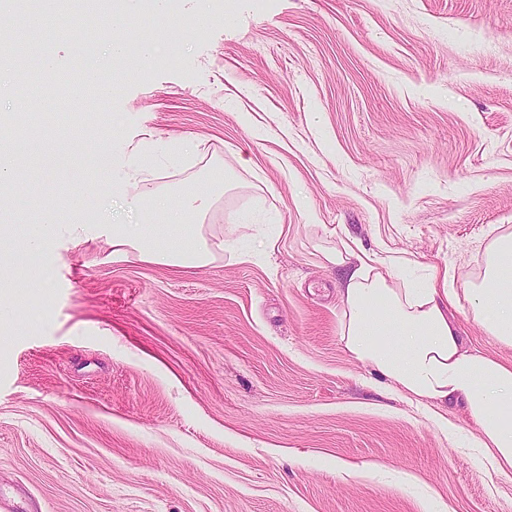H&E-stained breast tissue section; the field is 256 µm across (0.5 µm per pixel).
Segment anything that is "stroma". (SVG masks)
Returning a JSON list of instances; mask_svg holds the SVG:
<instances>
[{
  "label": "stroma",
  "instance_id": "1",
  "mask_svg": "<svg viewBox=\"0 0 512 512\" xmlns=\"http://www.w3.org/2000/svg\"><path fill=\"white\" fill-rule=\"evenodd\" d=\"M51 3L0 18L26 43L0 64V115L29 137L0 222L23 239L69 192L93 228L17 258L0 496L27 512H512V472L467 449L463 409L413 402L345 350L347 269L328 260L355 250L397 288L453 274L466 347L512 364L465 291L512 232V0H167L179 45L142 2L129 55L149 40L157 60L74 112L60 84L27 95L28 75L49 55L60 74L110 67L112 27L45 37L27 17ZM109 141L114 181L127 152L153 157L144 197L234 174L202 226L207 266L105 243L103 225L137 221L122 195L84 192L82 156Z\"/></svg>",
  "mask_w": 512,
  "mask_h": 512
}]
</instances>
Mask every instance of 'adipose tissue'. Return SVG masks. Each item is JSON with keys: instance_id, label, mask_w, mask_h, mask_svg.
Wrapping results in <instances>:
<instances>
[{"instance_id": "1", "label": "adipose tissue", "mask_w": 512, "mask_h": 512, "mask_svg": "<svg viewBox=\"0 0 512 512\" xmlns=\"http://www.w3.org/2000/svg\"><path fill=\"white\" fill-rule=\"evenodd\" d=\"M230 187L225 181L210 186L206 197L179 201L162 191L152 193L140 203L142 223L109 225L113 247H131L142 260L172 267L206 266L210 250L200 223ZM57 224L58 210L51 207L22 241L1 224L0 243L41 253ZM337 293L345 349L417 400L461 403L478 427V445L492 467L512 469V365L463 347L448 315L452 289L432 282L424 288H393L384 274L361 265ZM468 294L482 327L512 347V233L489 246L482 277Z\"/></svg>"}]
</instances>
